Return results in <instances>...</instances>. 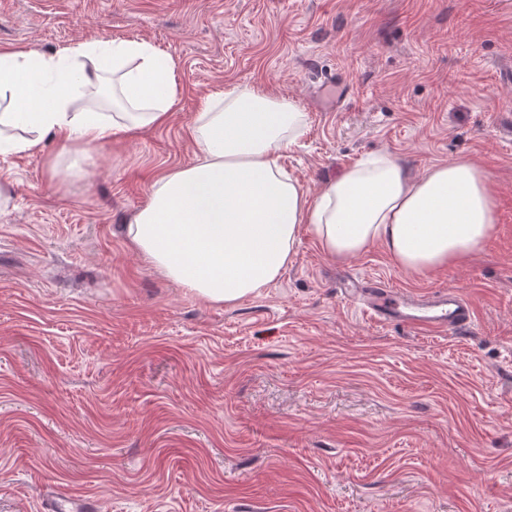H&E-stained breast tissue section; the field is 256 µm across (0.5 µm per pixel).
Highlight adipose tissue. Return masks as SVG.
I'll return each instance as SVG.
<instances>
[{
    "label": "adipose tissue",
    "instance_id": "adipose-tissue-1",
    "mask_svg": "<svg viewBox=\"0 0 512 512\" xmlns=\"http://www.w3.org/2000/svg\"><path fill=\"white\" fill-rule=\"evenodd\" d=\"M109 86L112 111L76 103ZM0 154H37L46 135L64 153L167 124L174 65L145 40H91L55 54L0 52ZM295 99L237 84L203 100L188 133L191 164L166 170L123 233L171 282L208 304L234 306L275 282L301 229L321 251L355 257L381 246L400 270L428 274L458 264L495 233L493 187L468 160L434 163L417 177L387 153L330 178L311 197L281 164L303 134Z\"/></svg>",
    "mask_w": 512,
    "mask_h": 512
}]
</instances>
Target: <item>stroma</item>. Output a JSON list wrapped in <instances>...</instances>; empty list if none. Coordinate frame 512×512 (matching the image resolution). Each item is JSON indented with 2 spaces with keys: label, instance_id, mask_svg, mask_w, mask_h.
<instances>
[{
  "label": "stroma",
  "instance_id": "obj_1",
  "mask_svg": "<svg viewBox=\"0 0 512 512\" xmlns=\"http://www.w3.org/2000/svg\"><path fill=\"white\" fill-rule=\"evenodd\" d=\"M146 40L174 63L168 124L59 157L0 155V512H512V0H0V48ZM350 91L322 108L325 77ZM294 98L281 155L308 195L366 155L413 176L468 159L495 234L426 275L309 232L233 307L159 274L122 226L192 162L203 99ZM347 280L453 288L464 334L376 322Z\"/></svg>",
  "mask_w": 512,
  "mask_h": 512
}]
</instances>
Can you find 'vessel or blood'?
Returning <instances> with one entry per match:
<instances>
[{"instance_id":"1","label":"vessel or blood","mask_w":512,"mask_h":512,"mask_svg":"<svg viewBox=\"0 0 512 512\" xmlns=\"http://www.w3.org/2000/svg\"><path fill=\"white\" fill-rule=\"evenodd\" d=\"M345 292L351 298L362 300L370 316L413 329L460 331L469 329L473 323L470 305L453 289L407 294L380 286L368 288L354 282L346 286Z\"/></svg>"}]
</instances>
